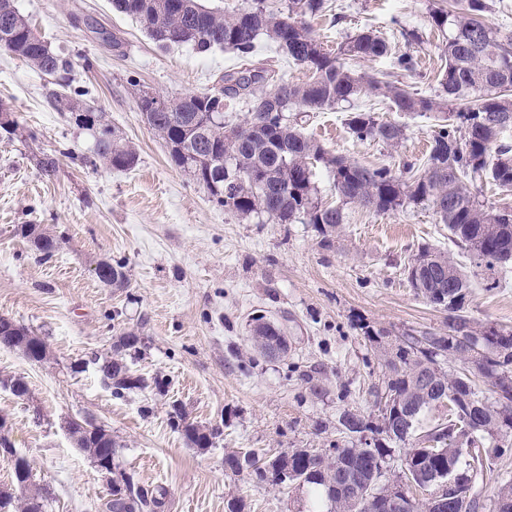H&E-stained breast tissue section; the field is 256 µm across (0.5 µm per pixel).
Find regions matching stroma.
I'll use <instances>...</instances> for the list:
<instances>
[{
	"label": "stroma",
	"instance_id": "35a3bbf8",
	"mask_svg": "<svg viewBox=\"0 0 512 512\" xmlns=\"http://www.w3.org/2000/svg\"><path fill=\"white\" fill-rule=\"evenodd\" d=\"M447 3L328 0L309 24L331 52L361 30L380 31L389 55L351 61V68L428 95L443 67V37L430 12ZM15 5L53 51L72 61V90L106 113L138 161L126 171L85 165L92 139L48 106L49 77L0 48V103L17 122L14 132L0 129V316L48 345L40 363L0 348V379L21 376L29 385L25 398L0 387V435L13 447L0 451V488L12 486L19 455L46 495L45 512H105L106 481L65 427L90 421L119 442L118 471L144 487L166 489L161 512H227L234 497L243 499L245 512H315L307 488L234 475L224 455L326 449L341 437L344 410L375 414L380 344L448 333L447 312L408 279L421 248L453 253L472 282L471 319L512 329V269L473 263L427 205L385 215L351 206L341 231L326 237L312 224L260 222L225 211L173 165L165 143L142 120L138 89L170 98L218 90L225 74L239 69L235 52L162 46L111 0ZM408 30L418 33L417 42L407 43ZM404 53L413 57L412 70L396 65ZM253 61L271 83L309 77L263 37ZM358 105L405 126L398 149L354 139L342 106L288 118L331 154L359 164L399 172L404 164L423 163L438 129L436 114L411 117L366 96ZM40 151L56 155L54 178L37 169ZM24 224L55 235L59 248L52 258L38 257L19 233ZM102 260L124 265V286L99 281L95 266ZM258 315L285 329L286 354L271 358L253 348L250 322ZM131 328L150 339L131 368L164 385L117 398L92 359L111 354L122 330ZM370 329L383 331L382 343L369 341ZM175 402L191 422L222 424L214 447H191L171 425Z\"/></svg>",
	"mask_w": 512,
	"mask_h": 512
}]
</instances>
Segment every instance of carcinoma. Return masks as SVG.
Listing matches in <instances>:
<instances>
[{
    "label": "carcinoma",
    "mask_w": 512,
    "mask_h": 512,
    "mask_svg": "<svg viewBox=\"0 0 512 512\" xmlns=\"http://www.w3.org/2000/svg\"><path fill=\"white\" fill-rule=\"evenodd\" d=\"M116 10L136 18L153 40L186 43L199 53L214 47L237 53L242 64L237 74L227 75V85L213 93L187 94L165 98L166 107L138 96V108L145 123L166 143L171 162L190 172L213 200L241 217H267L277 224H316L322 233L333 232L345 223V207L355 204L378 214H390L407 204H427L448 226L454 243L479 264L492 269L512 264V209L484 204L472 192L476 179H486L512 191V145L504 132L512 127V34L502 35L484 20L488 0H453L448 8H436L434 26L448 32L442 44L443 69L438 89L431 95L411 93L375 76L359 75L345 58L375 60L389 52L388 42L372 29L348 38L338 52L326 51L313 36L306 17L322 13L326 0H286L275 6L269 0H251L239 10L224 12L207 7L200 0H112ZM265 35L295 64L311 71L305 83L282 82L272 90L264 88L266 77L252 63L255 42ZM0 46L23 58L43 75L54 77L48 90L52 107L70 113L77 126L92 131L94 160L115 169H129L137 162L136 152L122 143L103 112L83 104L64 92L70 87L72 62L50 49L19 12L14 0H0ZM366 95H380L397 112L442 115L443 124L432 138L422 169L404 166L399 175L388 165L361 166L331 155L321 144L288 123L290 112H324ZM244 98L253 118L227 126L224 99ZM346 126L358 141H379L396 148L405 139L404 127L383 122L370 110L351 108ZM41 174L53 177L58 159L53 154L35 156ZM322 166L332 175L339 203L327 205L317 196L314 177ZM43 258H50L58 240L36 224L21 228ZM96 275L106 285H123L126 274L120 264H97ZM408 279L423 298L441 309L448 307V292L454 306L448 315V335L435 350L400 346L383 350L384 391L403 403L402 418L378 414L379 423L359 411L346 410L339 423L347 439L331 446L326 454L295 448L270 457L268 467L257 465L256 453L230 451L224 466L234 474L271 485L300 483L316 489L327 512H368L369 500L384 490L382 478L393 457L391 443L414 438L421 414L434 406H448V418L417 437L401 460L400 468L416 481L454 470L472 481L470 512H497L495 501L512 499V481L499 484L496 496L485 504L482 488L492 466L480 453L482 439L512 437V398L504 401L498 388L512 379V330L477 326L462 315L471 284L449 253L423 249L408 269ZM251 341L260 352L288 350L284 331L260 316L254 319ZM0 323L11 331L0 335V347L13 349L31 362L43 361L35 349L32 332L5 317ZM469 329L483 339L484 358L476 364L478 379L460 371L443 369L438 358L464 366L466 353L452 350L455 326ZM147 347L139 330L122 332L113 344V355L97 358L98 371L112 395L121 397L149 386L147 378L135 374L127 363ZM494 394L484 395L481 385ZM170 418L181 427L185 438L198 449L211 448L223 433L217 425L186 422L184 409L172 404ZM78 448L94 462L115 459L119 444L105 428L86 431L70 423ZM372 435L373 456L359 451L355 438ZM427 448H441L430 455ZM351 480L360 489L356 506L347 504L336 491V483ZM120 489L110 491L107 512H157L164 504L166 490H148L122 473L112 481ZM0 512H43L42 505L29 497H17L0 490Z\"/></svg>",
    "instance_id": "obj_1"
}]
</instances>
